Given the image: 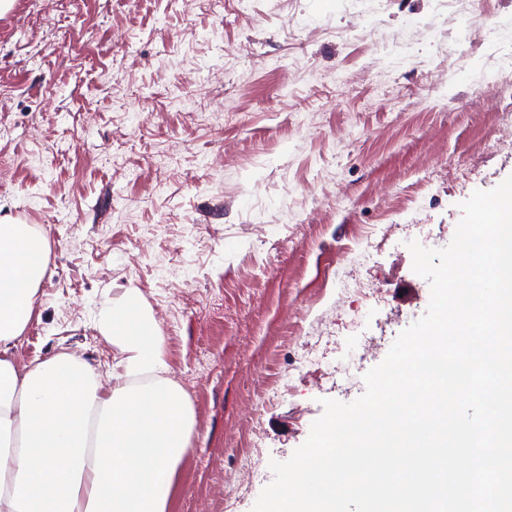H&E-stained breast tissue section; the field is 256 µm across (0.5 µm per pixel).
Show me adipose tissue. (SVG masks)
I'll use <instances>...</instances> for the list:
<instances>
[{"mask_svg":"<svg viewBox=\"0 0 512 512\" xmlns=\"http://www.w3.org/2000/svg\"><path fill=\"white\" fill-rule=\"evenodd\" d=\"M50 252L32 225L0 218V512H173L195 413L139 288L96 318L116 351L111 386L72 354L14 360Z\"/></svg>","mask_w":512,"mask_h":512,"instance_id":"adipose-tissue-1","label":"adipose tissue"}]
</instances>
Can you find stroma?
<instances>
[{"instance_id": "stroma-1", "label": "stroma", "mask_w": 512, "mask_h": 512, "mask_svg": "<svg viewBox=\"0 0 512 512\" xmlns=\"http://www.w3.org/2000/svg\"><path fill=\"white\" fill-rule=\"evenodd\" d=\"M490 29L466 39L464 23ZM512 0H17L0 16V217L51 242L18 364L82 357L140 289L196 427L175 512H251L337 389L430 301L408 242L451 241L512 175ZM369 265L353 249L366 233ZM345 276L376 283L356 316Z\"/></svg>"}]
</instances>
